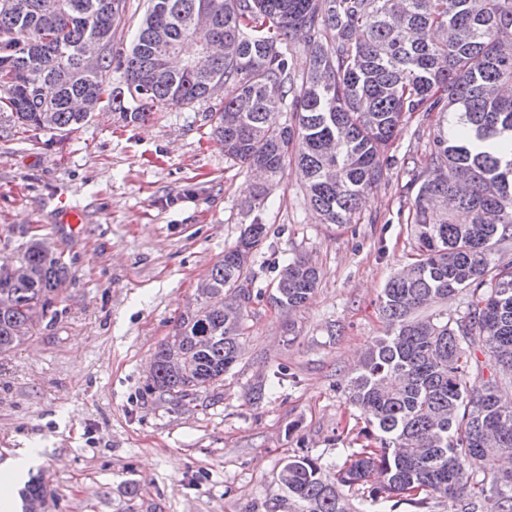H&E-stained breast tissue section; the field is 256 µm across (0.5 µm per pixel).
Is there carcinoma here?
<instances>
[{
	"mask_svg": "<svg viewBox=\"0 0 512 512\" xmlns=\"http://www.w3.org/2000/svg\"><path fill=\"white\" fill-rule=\"evenodd\" d=\"M128 0H0V131L71 132L110 107L125 121L146 107L207 101L224 157L274 182L293 151L310 208L323 224H352L359 202L384 175V156L415 112H439L431 152L418 174L411 235L415 261L379 299L386 324L349 381L364 417L361 445L336 474L320 458L288 460L279 482L294 512H360L344 492L379 472L370 508L432 499L448 512H512V261L495 259L512 239V0H148L129 50L124 86L107 81L112 36L133 22ZM210 15L197 30L191 21ZM220 42L197 60L199 43ZM303 45L308 69L291 72ZM290 108L294 123L271 116ZM253 219L197 288L170 344L153 355L151 387L173 398L205 392L237 361L252 303L243 256L265 241ZM69 272L46 241L30 238L0 256V353L20 345L48 313ZM319 273L304 257L284 265L270 300L304 305ZM462 309L427 313L429 302ZM479 339L481 355L471 351ZM25 512L45 487L31 479Z\"/></svg>",
	"mask_w": 512,
	"mask_h": 512,
	"instance_id": "1",
	"label": "carcinoma"
}]
</instances>
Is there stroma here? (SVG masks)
I'll return each instance as SVG.
<instances>
[{
    "label": "stroma",
    "mask_w": 512,
    "mask_h": 512,
    "mask_svg": "<svg viewBox=\"0 0 512 512\" xmlns=\"http://www.w3.org/2000/svg\"><path fill=\"white\" fill-rule=\"evenodd\" d=\"M219 103L0 133V254L34 234L71 271L36 333L0 354V474L19 449H38L26 472L41 477L48 512H293L278 480L288 458L307 453L333 472L359 446L347 383L385 330L383 288L413 260V170L436 119L407 120L356 223L338 226L319 222L294 174L248 212L259 182L204 120ZM255 219L269 234L248 266L260 297L238 361L207 392H155V350ZM298 256L320 271L315 291L295 311L271 305Z\"/></svg>",
    "instance_id": "obj_1"
}]
</instances>
